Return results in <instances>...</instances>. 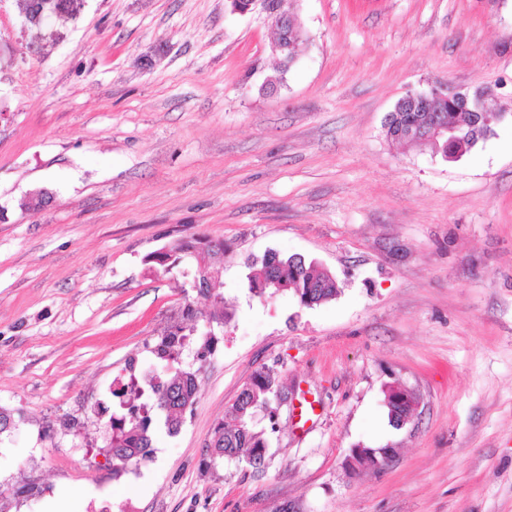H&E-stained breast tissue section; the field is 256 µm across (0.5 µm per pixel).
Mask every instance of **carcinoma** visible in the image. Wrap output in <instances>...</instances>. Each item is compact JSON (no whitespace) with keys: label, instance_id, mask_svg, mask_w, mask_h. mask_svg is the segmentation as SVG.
I'll return each mask as SVG.
<instances>
[{"label":"carcinoma","instance_id":"cac0c4a2","mask_svg":"<svg viewBox=\"0 0 512 512\" xmlns=\"http://www.w3.org/2000/svg\"><path fill=\"white\" fill-rule=\"evenodd\" d=\"M446 118L448 123L459 128L457 140L449 142L438 139L433 142L446 161L451 156L461 158L470 153L497 124L495 120L475 123L470 119V113L454 110L446 112ZM431 120L432 113L411 107L393 111L385 120L386 136L395 142L405 144L407 139L398 136V133L412 124L423 125ZM199 244L198 240L182 241L174 246L169 254L159 259L157 264L173 268ZM278 261L286 271L288 283L293 285V291L302 305H320L335 299L338 295L339 285L336 277L319 268L314 261L301 256L281 254L278 255ZM277 385L274 373H255L230 410L234 424H222L216 429L210 444L213 454L219 458L244 461L256 468L264 463L267 442L263 434L254 430L251 418L256 408L270 403ZM197 393L196 378L192 372L177 373L156 389L155 410L164 414V424L168 432L175 433L179 430L183 414L194 404ZM112 397L118 400V405L126 410V413H112V436L108 447L111 448L112 460L125 465L144 449L152 447V417L149 413H136L135 407L140 404L141 394L135 390L123 388L112 392Z\"/></svg>","mask_w":512,"mask_h":512}]
</instances>
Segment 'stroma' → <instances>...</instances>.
<instances>
[{
  "mask_svg": "<svg viewBox=\"0 0 512 512\" xmlns=\"http://www.w3.org/2000/svg\"><path fill=\"white\" fill-rule=\"evenodd\" d=\"M24 10L0 0V512H512V0H298L272 93L273 33L227 0H82L41 31ZM443 82L504 115L456 162L383 129ZM191 238L224 243L213 295L191 258L151 261ZM270 250L336 299L257 297ZM188 308L215 345L167 372L197 400L125 476L95 409ZM259 370L281 397L256 469L207 445ZM392 384L417 402L398 428ZM359 446L392 454L355 473ZM277 255L279 264L286 271L288 283L285 279L280 282L270 279L269 281L258 282V289L255 290L256 281L251 273L254 269L264 266L262 258L260 261L251 263L247 274L248 288L251 291L255 290L257 296L262 295L270 286L282 290L287 285L292 284L293 286L288 288H293L300 303L307 307L320 305L336 298L339 293V285L333 274L319 268L314 261L306 260L304 257L286 256L280 253H277ZM288 288L283 289V291H288Z\"/></svg>",
  "mask_w": 512,
  "mask_h": 512,
  "instance_id": "35a3bbf8",
  "label": "stroma"
}]
</instances>
